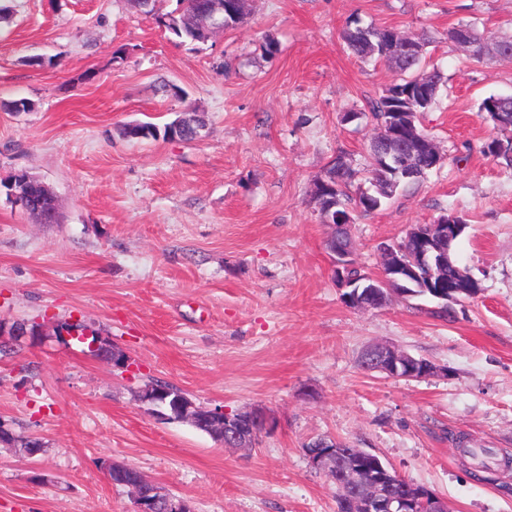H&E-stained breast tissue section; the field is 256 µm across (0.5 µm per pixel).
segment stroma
I'll use <instances>...</instances> for the list:
<instances>
[{
    "instance_id": "obj_1",
    "label": "stroma",
    "mask_w": 512,
    "mask_h": 512,
    "mask_svg": "<svg viewBox=\"0 0 512 512\" xmlns=\"http://www.w3.org/2000/svg\"><path fill=\"white\" fill-rule=\"evenodd\" d=\"M0 23V179L24 170L54 193L36 222L0 195V322L44 334L0 359V419L42 438L0 449V512H134L106 466L136 469L196 512H337L305 444L329 436L433 489L449 512H512V470L474 481L454 443L512 456V169L484 155L504 133L478 107L512 95V64L448 39L460 24L512 38V0H249L233 29L182 43L130 0H12ZM431 37L447 89L421 118L443 166L381 210L355 214L357 266L413 224L463 216L454 246L478 296L346 306L310 200L337 153L367 166L368 101L397 79L341 39L350 21ZM274 52H266L267 40ZM178 94L159 91L160 81ZM33 102L14 113L13 100ZM362 112L346 125V110ZM203 115L196 139L129 141L121 125ZM78 317L126 352L121 371L64 345ZM384 343L426 359L425 379L363 369ZM162 380L226 412L274 420L255 447L227 448L149 413L135 392ZM12 433H13V436H11L7 439H5V438L1 439L0 447L19 448V451H22V453L26 456L31 453L41 454L44 451L45 445L39 437L25 436V435L17 434L13 431H12Z\"/></svg>"
}]
</instances>
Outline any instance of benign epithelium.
Wrapping results in <instances>:
<instances>
[{"mask_svg":"<svg viewBox=\"0 0 512 512\" xmlns=\"http://www.w3.org/2000/svg\"><path fill=\"white\" fill-rule=\"evenodd\" d=\"M393 49L400 58H409L418 51L414 40L399 36L394 39ZM412 128L413 115L399 113L378 130V139L389 160L388 169L395 176H407L415 171L410 158L415 154L414 145L421 143V140L404 134V130ZM465 228L466 225L452 216L442 217L433 224L412 225L409 230V238L413 239L411 249L403 251L389 245L380 246L382 265L386 271L379 278L353 274V246L327 239L328 251L334 258L336 282L339 287L348 289L344 293L346 303L353 309H367L371 299L385 304L393 297L417 296L421 291L440 301L475 297L479 289L468 281L469 274L460 271L459 280L448 283V268L453 266L449 250ZM39 335V330H32L25 323H17L8 329L0 326L1 342ZM62 335L67 341L81 342L92 355L98 353L102 345V337L93 335L90 329H73L62 332ZM367 355L373 370L391 377L421 379L446 374L445 370L430 362L417 359L393 346H373L367 350ZM141 403L148 406L152 415L165 422H193L200 413L205 412L213 435L235 448L253 447L256 434L265 433L273 424L272 419L262 412L231 414L222 407L198 404L187 399L183 393L168 389L156 396L141 399ZM342 454L340 441L326 437L317 439L314 449L305 452L310 467L336 487V495L351 494L358 512H448L447 502L426 486H415L413 492L404 497L394 496L391 483L400 475L361 448L349 452L354 463L349 465V469L340 471L338 464ZM146 483L155 487V492L167 495L168 512H194L190 500L168 495L165 487L149 479Z\"/></svg>","mask_w":512,"mask_h":512,"instance_id":"7a95c632","label":"benign epithelium"}]
</instances>
